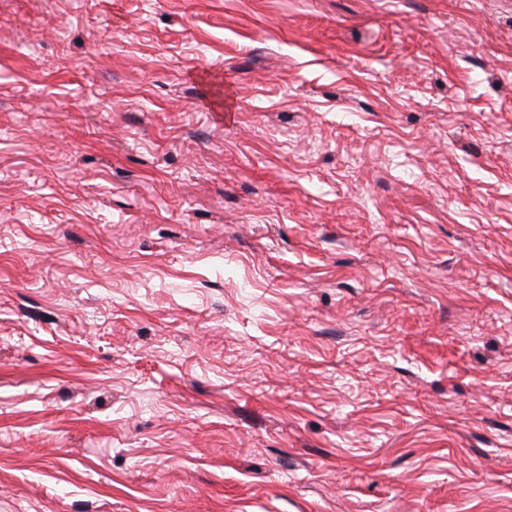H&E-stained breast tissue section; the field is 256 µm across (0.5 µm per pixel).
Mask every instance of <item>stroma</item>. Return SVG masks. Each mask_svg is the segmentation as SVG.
<instances>
[{"label":"stroma","mask_w":512,"mask_h":512,"mask_svg":"<svg viewBox=\"0 0 512 512\" xmlns=\"http://www.w3.org/2000/svg\"><path fill=\"white\" fill-rule=\"evenodd\" d=\"M0 512H512V0H0Z\"/></svg>","instance_id":"1"}]
</instances>
